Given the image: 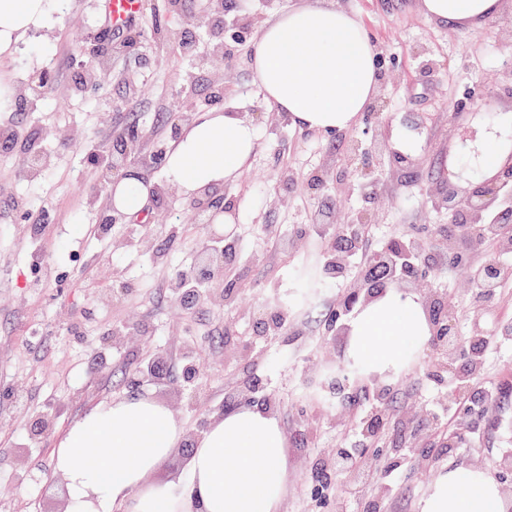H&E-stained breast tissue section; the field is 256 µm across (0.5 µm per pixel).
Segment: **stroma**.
<instances>
[{"label": "stroma", "instance_id": "1", "mask_svg": "<svg viewBox=\"0 0 512 512\" xmlns=\"http://www.w3.org/2000/svg\"><path fill=\"white\" fill-rule=\"evenodd\" d=\"M300 2L224 0L223 42L235 51L218 67L210 61L213 40L198 24L208 0L189 11L150 0L139 21L142 50L102 57L94 43L105 27L103 0H54L51 45L31 41L0 56V84L18 88L0 101V126L49 149L47 168L22 179L21 148H0V512H61L52 450L99 403L148 395L170 403L185 434L199 436L206 421L244 407L248 386L255 406L271 404L287 439L280 512H336L354 486L361 490L356 512H418L437 476L458 465L486 469L502 491L512 490V471L502 464L512 454V341L483 356L478 379L493 380L498 395L481 417L462 407L449 413L448 385L433 375L440 360L423 343L413 361L379 374L389 417L365 441L348 403L362 384L348 380L340 395L331 377L350 356L348 321L337 311L355 263L328 280L313 305L289 308L278 334L261 327L263 310L276 309L298 270L323 266L329 236L362 209L372 212L375 252L418 242L424 262L410 292H441L460 336H492L512 321V277L492 303L477 302L467 265L454 264L448 249L454 222L433 202L449 181L468 183L459 153L476 150L482 132L512 113V0L473 26L435 23L420 0H326L363 23L380 74L377 98L358 123L328 133L272 112L250 66L260 25ZM187 41L194 53H183ZM87 61L97 63L98 83L87 80ZM38 70L59 77L34 107L23 87ZM217 88L223 107L255 123L258 146L240 177L222 188L236 214V251L224 263L229 299L205 298L188 309L172 281L193 271L205 240L188 196L173 189L154 197L140 219L150 247L127 219L90 236L112 205L85 149L97 146L146 183L164 184L163 157L180 113L204 112ZM355 141L379 169L371 180L351 176ZM317 171L326 183L313 192L306 179ZM41 218L47 227L36 246L30 226ZM36 279L41 287H33ZM71 323L82 335L66 332ZM157 353L165 357L158 380L141 372ZM20 392L28 396L22 407L14 401ZM43 419L52 422L46 435L33 430ZM452 422L480 429L482 440L449 447ZM361 447L364 462L339 478L337 449ZM397 448L418 454L398 460ZM379 483L389 490L381 502Z\"/></svg>", "mask_w": 512, "mask_h": 512}]
</instances>
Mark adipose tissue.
I'll list each match as a JSON object with an SVG mask.
<instances>
[{
  "label": "adipose tissue",
  "mask_w": 512,
  "mask_h": 512,
  "mask_svg": "<svg viewBox=\"0 0 512 512\" xmlns=\"http://www.w3.org/2000/svg\"><path fill=\"white\" fill-rule=\"evenodd\" d=\"M49 0H0V55L11 53L48 18ZM503 0H421L428 18L473 25ZM253 73L266 103L300 127H352L378 94L374 52L357 17L304 0L263 24L253 41ZM257 147L254 123L241 113H205L186 125L166 155L170 182L186 195L234 182ZM431 334L420 299L392 290L358 307L350 349L382 373L407 351V339ZM181 420L150 396L115 398L73 422L53 450L65 481V512H279L288 481V448L276 416L245 407L213 419L184 469L149 482L179 447ZM419 512H505L495 478L460 465L437 476Z\"/></svg>",
  "instance_id": "ef3b65f1"
}]
</instances>
